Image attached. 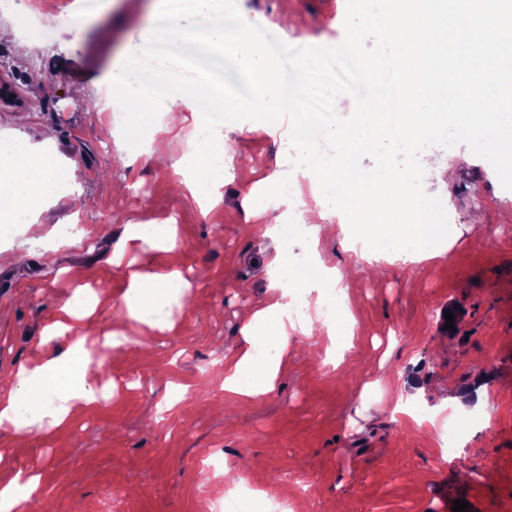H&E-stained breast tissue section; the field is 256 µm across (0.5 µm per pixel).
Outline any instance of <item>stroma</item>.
Listing matches in <instances>:
<instances>
[{
    "label": "stroma",
    "mask_w": 512,
    "mask_h": 512,
    "mask_svg": "<svg viewBox=\"0 0 512 512\" xmlns=\"http://www.w3.org/2000/svg\"><path fill=\"white\" fill-rule=\"evenodd\" d=\"M36 0H0V81L18 104L0 105V145H40L53 130V152L72 178L34 223L0 234V250L21 262L0 266V375L31 360L57 304L70 296L73 274L95 286L101 322H111L126 283L109 258L125 224L175 217V251L140 253L137 265H178L193 284L174 308V330L152 333L131 324L126 354H104L100 383L117 396L82 410L55 432L25 435L0 427V477L38 474L45 512H213L231 468L241 485L253 472L263 490L288 499L293 512H452L466 498L471 512H512V190L468 146L435 148L454 176L439 183L426 170L425 190L438 193L454 238L445 259L374 266L348 251L345 227L321 237L326 265L355 266L347 290L354 328L342 338L314 323L295 336L275 390L240 404L210 380L215 360L237 349L252 304L270 292L267 263L279 243L248 230L249 187L225 178L222 203L204 214L190 191H173L194 153L192 123L166 133L168 161L128 166L102 134L108 113L95 103L111 90L115 61L139 42L151 0H112L81 33L60 27L63 0L36 16L49 38L26 37L15 14ZM241 14L261 18L294 45L330 46L344 38L346 0H236ZM231 135L256 181L291 173L290 143L247 121ZM86 224L91 245L59 242L58 225ZM455 329L441 328L445 309ZM345 350L324 369L327 348ZM419 381L428 417L396 413L400 389ZM489 385L486 407L442 405L476 382ZM187 388L163 421L148 426L172 387ZM453 436H446L445 427ZM116 492L111 507L104 489Z\"/></svg>",
    "instance_id": "1"
}]
</instances>
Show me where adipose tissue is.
Instances as JSON below:
<instances>
[{
  "label": "adipose tissue",
  "instance_id": "ef3b65f1",
  "mask_svg": "<svg viewBox=\"0 0 512 512\" xmlns=\"http://www.w3.org/2000/svg\"><path fill=\"white\" fill-rule=\"evenodd\" d=\"M70 179V169L54 154L36 159L27 144L0 147V212L14 223H25ZM177 245L178 227L173 219L126 225L121 246L110 259L127 284L117 320L110 324L96 320L97 293L90 284L78 285L45 327L35 359L20 363L9 377L0 378V426L17 432L33 426L61 427L76 409L94 407L104 396L103 388L89 376L91 347L101 342L111 346L113 353L125 352L129 338L123 328L129 321L162 333L172 330L171 308L190 295L191 282L176 268L160 273L135 270L125 256L148 249L171 252ZM61 338L67 339L68 347L60 353L55 343ZM41 498L38 476L18 471L0 482V512H34Z\"/></svg>",
  "mask_w": 512,
  "mask_h": 512
}]
</instances>
